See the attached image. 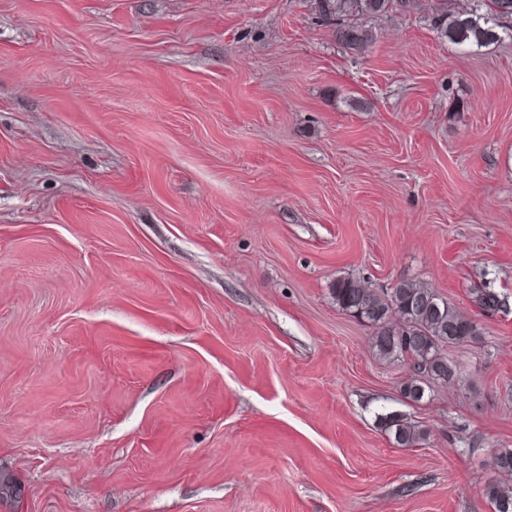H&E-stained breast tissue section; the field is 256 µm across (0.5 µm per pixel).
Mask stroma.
I'll return each instance as SVG.
<instances>
[{
	"mask_svg": "<svg viewBox=\"0 0 512 512\" xmlns=\"http://www.w3.org/2000/svg\"><path fill=\"white\" fill-rule=\"evenodd\" d=\"M371 25L356 56L312 0H0V512H490L512 41ZM343 276L477 318L462 381L404 399ZM380 419L384 432L401 447L412 448L425 439L424 430L399 413H388Z\"/></svg>",
	"mask_w": 512,
	"mask_h": 512,
	"instance_id": "1",
	"label": "stroma"
}]
</instances>
